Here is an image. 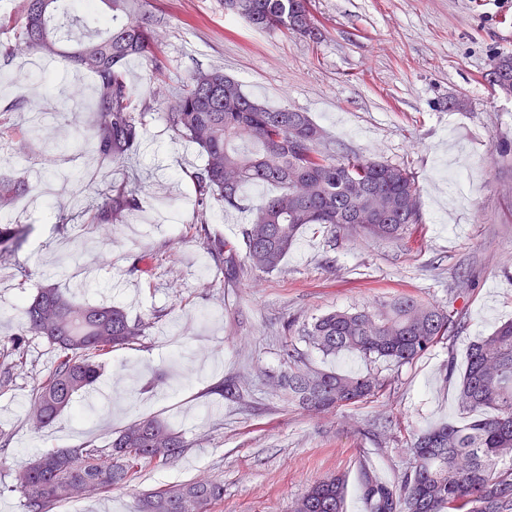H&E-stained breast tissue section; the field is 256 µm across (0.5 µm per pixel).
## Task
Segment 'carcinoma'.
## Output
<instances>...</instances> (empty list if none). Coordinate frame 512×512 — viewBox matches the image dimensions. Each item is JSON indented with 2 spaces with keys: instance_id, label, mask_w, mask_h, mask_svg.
<instances>
[{
  "instance_id": "1",
  "label": "carcinoma",
  "mask_w": 512,
  "mask_h": 512,
  "mask_svg": "<svg viewBox=\"0 0 512 512\" xmlns=\"http://www.w3.org/2000/svg\"><path fill=\"white\" fill-rule=\"evenodd\" d=\"M62 0H20L18 17L0 14V28L16 30L15 43L0 53L56 57L96 78L97 121L85 143L121 164L144 135L140 98L153 88H134L125 61L156 46L155 30L132 13V0H82L84 35L73 36L60 21ZM104 4L103 12L99 4ZM311 0H224V11L253 28L313 38L318 30ZM492 72L497 92L512 97V55L499 56ZM165 120L204 159L191 174L198 232L224 279L241 271L237 253L209 233L214 205L239 209L240 189L266 184L278 192L251 209L243 231L246 260L265 273L280 269L303 227L331 231L351 227L383 239H398L421 223L419 190L408 170L357 156L336 157L321 143L322 131L305 112L272 108L244 93L241 84L214 68L192 75L167 102ZM29 190L22 173L0 179V261L15 257L25 235L6 222L16 199ZM136 190L114 186L97 201L96 223L121 224L139 208ZM23 335L43 336L58 347L49 375L34 390L29 415L44 428L62 413L77 411L98 381L96 358L141 335V324L119 306L80 302L55 286L23 301ZM451 311L409 295L379 308L335 310L303 326L309 346L324 355L357 352L386 365H402L457 333ZM288 371L278 381L292 400L321 411L377 395L384 380L363 375L309 371L302 354L288 349ZM458 405L471 419L419 433L411 444L414 465L400 483L371 478L364 485L369 512H512V320L468 348L458 382ZM186 448L182 435L156 416L141 417L115 433L105 449L48 450L15 471L25 512H50L56 501L108 492L142 465L169 463ZM346 478L327 475L308 487L292 512H344ZM224 499V486L209 481L175 485L143 494L137 512H208Z\"/></svg>"
}]
</instances>
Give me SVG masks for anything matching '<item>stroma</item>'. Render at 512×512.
<instances>
[{"label": "stroma", "mask_w": 512, "mask_h": 512, "mask_svg": "<svg viewBox=\"0 0 512 512\" xmlns=\"http://www.w3.org/2000/svg\"><path fill=\"white\" fill-rule=\"evenodd\" d=\"M318 35L309 40L260 31L224 12L222 0H134L147 16L166 65L168 89L214 68L251 97L308 113L336 155L406 168L420 192L422 226L400 240L358 230L306 226L281 268L243 266L236 283L218 278L195 228L191 172L195 147L168 127L162 101L146 109L143 143L117 165L72 151L90 112H74L63 61L35 68L29 55L0 63V110L22 134L0 143V178L26 172L33 190L12 221L28 227L15 260L0 263V512H24L14 490L19 464L51 449L113 434L146 415L166 420L187 448L130 484L52 512H137L139 497L197 480L223 483L212 512H291L294 501L330 473L348 478L346 512H368L364 468L400 482L413 465L410 442L421 430L467 418L457 403L449 362L464 366L471 341L512 319V99L495 95L486 75L512 53V0H312ZM464 100L449 110V99ZM63 153L48 167L44 141ZM83 180L73 198L69 184ZM137 187L139 210L101 231L91 199L109 185ZM140 270H133L134 258ZM27 275H20L19 267ZM53 285L80 301L114 303L144 333L115 349L101 371L102 400L73 429L70 414L32 431L27 407L57 351L22 337V301ZM408 294L452 310L457 337L400 366L355 355L323 356L289 338L288 320L307 322L332 309L377 306ZM294 346L312 370L380 372L375 398L314 413L277 384ZM234 379L239 399L214 394Z\"/></svg>", "instance_id": "35a3bbf8"}]
</instances>
